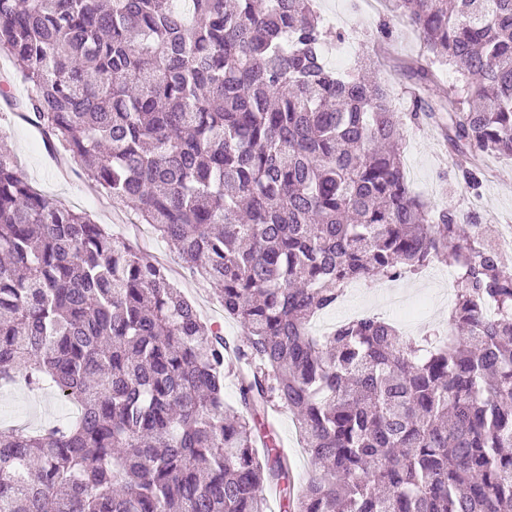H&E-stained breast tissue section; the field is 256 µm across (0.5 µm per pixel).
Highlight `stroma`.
Segmentation results:
<instances>
[{"label": "stroma", "instance_id": "35a3bbf8", "mask_svg": "<svg viewBox=\"0 0 512 512\" xmlns=\"http://www.w3.org/2000/svg\"><path fill=\"white\" fill-rule=\"evenodd\" d=\"M316 7L326 26L341 31L342 43L330 50V65L343 72L348 61L369 54L375 72L389 88L393 106L404 127L400 144L406 178L412 189L437 208H451L471 223L497 232L512 226V159L489 155L483 158L482 185L468 188L461 177L460 153L446 141L435 125L414 120L415 93L410 79L400 71L403 62L423 58V46L410 27L392 16L390 10L373 8L370 0H317ZM0 148L17 162L19 175L44 194L89 218L117 237L139 240L150 260L164 264L174 284L198 309L203 320L220 325L225 338L237 339L242 328L224 314L213 286L188 274L175 260L168 244L157 235L142 238L139 219L132 205L108 202L72 166L67 176L57 174V161L65 151L59 143L46 140L41 131L23 119L17 108L0 98ZM455 268L437 261L421 273L385 283L369 279L350 284L348 297L323 313L324 319L339 324L352 310L385 317L387 293L396 294L407 308L394 322L407 336L419 337L423 329H448V290L454 287ZM59 402L48 389L22 385L0 389V425L37 431L57 422ZM276 438L294 452L291 480L302 489L315 467L300 444L295 422L287 410L274 414Z\"/></svg>", "mask_w": 512, "mask_h": 512}]
</instances>
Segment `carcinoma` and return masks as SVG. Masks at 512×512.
<instances>
[{
	"label": "carcinoma",
	"mask_w": 512,
	"mask_h": 512,
	"mask_svg": "<svg viewBox=\"0 0 512 512\" xmlns=\"http://www.w3.org/2000/svg\"><path fill=\"white\" fill-rule=\"evenodd\" d=\"M0 0L22 110L130 202L243 335L202 321L167 269L0 154V381L76 419L0 431V512H512V271L485 231L415 195L385 83L326 61L313 0ZM425 63L413 119L512 158V0H391ZM449 258L448 335L374 316L316 337L351 282ZM234 361L237 406L224 403ZM317 472L291 497L268 409Z\"/></svg>",
	"instance_id": "obj_1"
}]
</instances>
